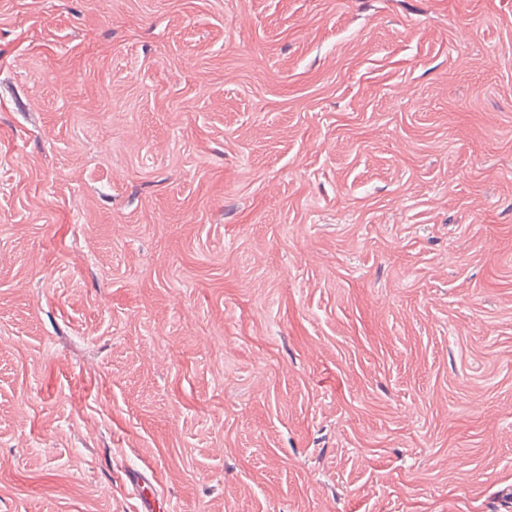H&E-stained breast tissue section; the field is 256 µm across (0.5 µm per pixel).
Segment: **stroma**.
Instances as JSON below:
<instances>
[{
    "label": "stroma",
    "instance_id": "stroma-1",
    "mask_svg": "<svg viewBox=\"0 0 512 512\" xmlns=\"http://www.w3.org/2000/svg\"><path fill=\"white\" fill-rule=\"evenodd\" d=\"M512 512V0H0V512ZM147 468L151 473L150 475L139 470H133L126 475L127 482L132 489V495L137 501V512H154L156 504L159 508L161 504L156 492L157 476L150 467Z\"/></svg>",
    "mask_w": 512,
    "mask_h": 512
}]
</instances>
